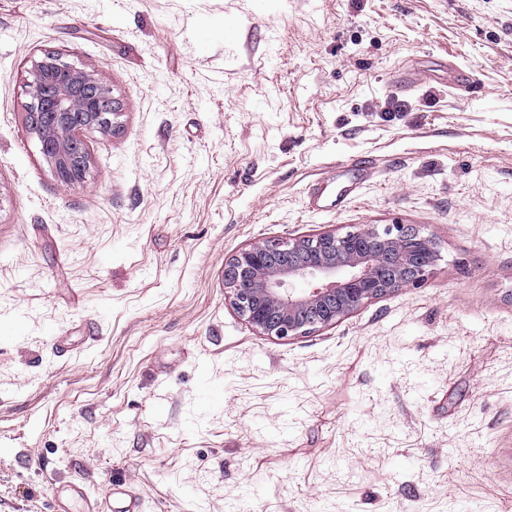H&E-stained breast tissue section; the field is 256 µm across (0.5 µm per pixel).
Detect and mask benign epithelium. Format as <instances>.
<instances>
[{
  "label": "benign epithelium",
  "mask_w": 512,
  "mask_h": 512,
  "mask_svg": "<svg viewBox=\"0 0 512 512\" xmlns=\"http://www.w3.org/2000/svg\"><path fill=\"white\" fill-rule=\"evenodd\" d=\"M26 88L29 129L58 183L72 185L73 168L90 165L83 133L113 129V90L59 53L32 62ZM438 260L437 241L416 227L367 225L249 244L226 262L224 288L253 329L286 340L333 326L373 299L422 283Z\"/></svg>",
  "instance_id": "1"
}]
</instances>
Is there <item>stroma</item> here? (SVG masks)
Segmentation results:
<instances>
[{
	"instance_id": "obj_1",
	"label": "stroma",
	"mask_w": 512,
	"mask_h": 512,
	"mask_svg": "<svg viewBox=\"0 0 512 512\" xmlns=\"http://www.w3.org/2000/svg\"><path fill=\"white\" fill-rule=\"evenodd\" d=\"M54 51L121 104L69 187L26 121ZM369 224L440 261L289 340L225 301L242 247ZM70 481L113 512H503L512 0H0V512Z\"/></svg>"
}]
</instances>
